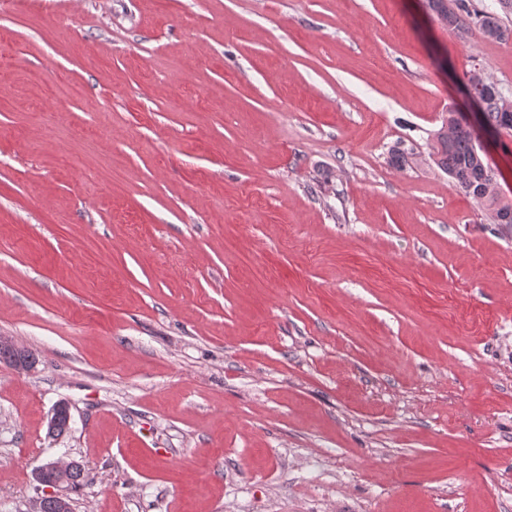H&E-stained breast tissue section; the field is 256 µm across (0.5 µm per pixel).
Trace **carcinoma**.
<instances>
[{
	"mask_svg": "<svg viewBox=\"0 0 512 512\" xmlns=\"http://www.w3.org/2000/svg\"><path fill=\"white\" fill-rule=\"evenodd\" d=\"M429 9L448 19V31L463 35L468 32L471 21H476L479 29L488 40L507 41L512 38V28L502 23L499 16L486 8H480L473 0H427ZM477 97L475 106L487 128H497L512 136V114L505 112V97L502 89L492 94L485 87H472ZM431 157L435 165L447 173L455 184L472 196L477 202L493 212L498 224H512V201L501 194L483 192L489 180L490 165L485 162L477 145L474 129L462 115L448 113V120L437 133ZM413 152L396 144L388 151V162L404 168L412 163ZM86 482L83 463L73 461L66 474L64 488L67 495L78 492Z\"/></svg>",
	"mask_w": 512,
	"mask_h": 512,
	"instance_id": "carcinoma-1",
	"label": "carcinoma"
}]
</instances>
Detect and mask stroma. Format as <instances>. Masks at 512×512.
I'll return each mask as SVG.
<instances>
[{
    "label": "stroma",
    "instance_id": "obj_1",
    "mask_svg": "<svg viewBox=\"0 0 512 512\" xmlns=\"http://www.w3.org/2000/svg\"><path fill=\"white\" fill-rule=\"evenodd\" d=\"M475 70L426 0H0V512L71 459L73 512H512V229L430 157Z\"/></svg>",
    "mask_w": 512,
    "mask_h": 512
}]
</instances>
